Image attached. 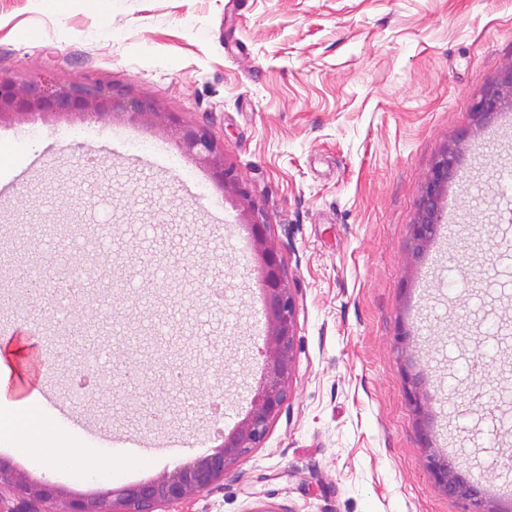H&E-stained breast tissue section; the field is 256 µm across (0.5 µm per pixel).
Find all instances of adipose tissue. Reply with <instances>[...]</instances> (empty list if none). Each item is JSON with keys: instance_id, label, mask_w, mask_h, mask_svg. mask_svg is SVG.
Wrapping results in <instances>:
<instances>
[{"instance_id": "1", "label": "adipose tissue", "mask_w": 512, "mask_h": 512, "mask_svg": "<svg viewBox=\"0 0 512 512\" xmlns=\"http://www.w3.org/2000/svg\"><path fill=\"white\" fill-rule=\"evenodd\" d=\"M24 344L0 340V442L18 449L37 466L67 463L81 478L111 480L119 469L140 465L139 457L70 438L67 427L39 405V393L23 385Z\"/></svg>"}]
</instances>
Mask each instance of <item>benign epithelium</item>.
<instances>
[{
    "label": "benign epithelium",
    "instance_id": "1",
    "mask_svg": "<svg viewBox=\"0 0 512 512\" xmlns=\"http://www.w3.org/2000/svg\"><path fill=\"white\" fill-rule=\"evenodd\" d=\"M512 110V65L474 99L471 112L479 125ZM62 113L82 120L125 116L168 123L174 127L182 149L208 170L218 187L236 196L243 223L250 229L254 259L262 274V313L267 336L260 350L265 358L264 375L254 390L251 408L237 428L224 437L222 448L166 472L145 483L124 486L94 497L66 498L51 482L33 483L19 474L10 459L0 458V512H40L38 505L52 502L59 512H157L159 506L188 499L213 489L224 475L255 448L261 447L270 425L288 399V386L296 354V298L284 262L269 235L266 212L253 199L234 164L227 161L211 131L201 125L183 124L162 111L157 101L129 98L110 84L49 82L36 74L25 80L0 75V122L14 117ZM459 144L445 147L434 159L412 224L411 259H423L440 234L448 187L458 176ZM409 398L423 432V448L435 485L446 495L471 502L474 512L485 508L483 486L460 473L456 459L435 446L429 428L432 415L423 400L429 397L422 373L408 359Z\"/></svg>",
    "mask_w": 512,
    "mask_h": 512
}]
</instances>
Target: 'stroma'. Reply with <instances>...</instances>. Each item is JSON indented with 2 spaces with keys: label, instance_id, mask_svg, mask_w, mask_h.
Masks as SVG:
<instances>
[{
  "label": "stroma",
  "instance_id": "obj_1",
  "mask_svg": "<svg viewBox=\"0 0 512 512\" xmlns=\"http://www.w3.org/2000/svg\"><path fill=\"white\" fill-rule=\"evenodd\" d=\"M512 63V0H0V74L45 70L149 97L215 135L264 207L297 304L288 399L261 448L222 485L161 512H473L426 468L405 392L413 353L433 398L437 443L462 456L512 508V112L476 126L471 105ZM58 115L0 124V326L40 324L58 343L73 308L113 339L91 338L64 365L29 371L106 432L179 445L116 471L113 488L148 482L221 448L250 409L265 361L261 284L232 197L154 122ZM166 150L178 167L112 154L113 134ZM460 142L456 205L421 264L408 249L421 188L447 144ZM108 225L76 258L110 256L119 288L85 275L84 293L50 286L39 302L24 275L52 252L22 223ZM195 280L172 278V264ZM409 331L406 348L396 336ZM125 350L111 360L109 342ZM138 374L124 384L125 373ZM166 420L153 422L157 385ZM17 472L77 495L104 485L36 467L0 446Z\"/></svg>",
  "mask_w": 512,
  "mask_h": 512
}]
</instances>
